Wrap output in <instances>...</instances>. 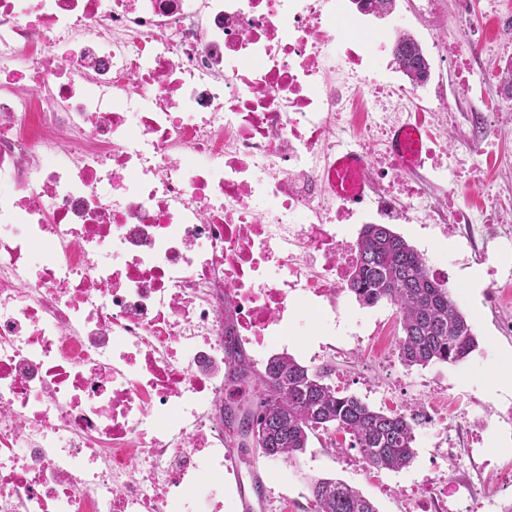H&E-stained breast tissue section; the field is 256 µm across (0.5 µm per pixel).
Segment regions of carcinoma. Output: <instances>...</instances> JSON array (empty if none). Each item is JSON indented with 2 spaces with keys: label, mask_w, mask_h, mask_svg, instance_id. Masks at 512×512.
Segmentation results:
<instances>
[{
  "label": "carcinoma",
  "mask_w": 512,
  "mask_h": 512,
  "mask_svg": "<svg viewBox=\"0 0 512 512\" xmlns=\"http://www.w3.org/2000/svg\"><path fill=\"white\" fill-rule=\"evenodd\" d=\"M395 56L412 82L427 81L429 67L421 45L402 37ZM358 260L348 291L365 306L385 300L400 319L399 359L408 368L433 363L456 364L477 341L470 320L447 287L429 273L426 259L385 224H367L356 245ZM227 389L243 394L239 405L255 430V447L263 456L285 464L305 453L309 436L319 431L343 432L368 467L397 471L415 457L414 416L386 414L355 396H342L324 376L291 355H276L264 371H254L241 346L225 345ZM316 512H378L357 489L332 478L310 480Z\"/></svg>",
  "instance_id": "carcinoma-1"
}]
</instances>
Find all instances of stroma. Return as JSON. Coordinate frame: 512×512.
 Returning a JSON list of instances; mask_svg holds the SVG:
<instances>
[{"label":"stroma","instance_id":"obj_1","mask_svg":"<svg viewBox=\"0 0 512 512\" xmlns=\"http://www.w3.org/2000/svg\"><path fill=\"white\" fill-rule=\"evenodd\" d=\"M416 0H396L395 9L411 23L420 44L438 39L439 50L428 57L430 80L455 99V126L449 151L467 150L464 135L473 113L497 106L512 115V98L501 86L464 91L455 54L466 34L454 21L457 0H443V18L430 28L415 13ZM473 205L490 196L512 197V168L490 171L481 183L432 186L435 202L448 192ZM401 235L418 252L448 270V286L460 291V306L472 323L477 349L463 362L406 368L384 363L386 349L401 333L394 308L387 302L367 307L343 294L335 324H327L306 304L295 307L288 320V352L302 365L326 374L327 383L341 395L355 396L376 410L393 399L399 413L414 405L437 406L442 419L434 430H415V458L394 472L372 471L350 438L341 433L310 436L301 455V468L250 453L225 458L224 512H239L240 492L260 488L264 512H312V478L339 479L373 501L378 512H406L404 495H446L462 512H507L512 507V388L490 392V377L512 366V288H496L493 278L512 277V244L507 239L486 242L479 232L464 226L441 232L421 231L416 224H397ZM501 256L496 277H489L479 260L482 254Z\"/></svg>","mask_w":512,"mask_h":512}]
</instances>
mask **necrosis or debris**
<instances>
[{"instance_id": "necrosis-or-debris-1", "label": "necrosis or debris", "mask_w": 512, "mask_h": 512, "mask_svg": "<svg viewBox=\"0 0 512 512\" xmlns=\"http://www.w3.org/2000/svg\"><path fill=\"white\" fill-rule=\"evenodd\" d=\"M470 40L485 14L459 0ZM409 22L360 0H0V512L224 506V326L256 352L295 297L335 310L346 224L480 225L389 152L429 122L433 181L497 163L495 108L397 78ZM349 146L380 189L354 210ZM366 169V159L358 154L347 152L336 156L327 179L338 200L352 205L364 201L367 189L371 188Z\"/></svg>"}]
</instances>
